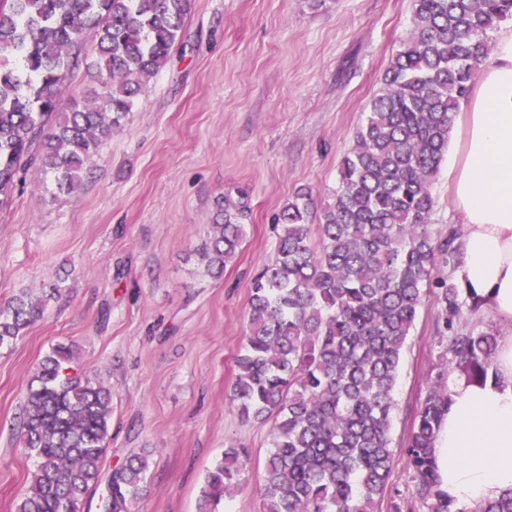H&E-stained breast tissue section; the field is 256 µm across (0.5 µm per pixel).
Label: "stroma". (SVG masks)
<instances>
[{
  "instance_id": "1",
  "label": "stroma",
  "mask_w": 512,
  "mask_h": 512,
  "mask_svg": "<svg viewBox=\"0 0 512 512\" xmlns=\"http://www.w3.org/2000/svg\"><path fill=\"white\" fill-rule=\"evenodd\" d=\"M411 0H192L164 69L68 195L29 175L0 211V309L58 285L43 318L0 346V512L34 469L16 434L26 386L53 347L112 391L103 476L151 453L130 512H197L207 470L246 448L243 488L223 512H260L271 425L229 400L251 282L275 256L272 218L302 188L324 202L392 55ZM244 191V242L222 276L199 253L225 193ZM426 298L392 412L401 451L448 350Z\"/></svg>"
}]
</instances>
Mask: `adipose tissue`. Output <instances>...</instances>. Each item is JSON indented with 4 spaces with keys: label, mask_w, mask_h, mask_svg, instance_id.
I'll list each match as a JSON object with an SVG mask.
<instances>
[{
    "label": "adipose tissue",
    "mask_w": 512,
    "mask_h": 512,
    "mask_svg": "<svg viewBox=\"0 0 512 512\" xmlns=\"http://www.w3.org/2000/svg\"><path fill=\"white\" fill-rule=\"evenodd\" d=\"M458 123L446 160L465 228L455 278L467 301L504 327L494 376L451 381L434 442L440 490L473 507L512 492V32L500 37Z\"/></svg>",
    "instance_id": "obj_1"
}]
</instances>
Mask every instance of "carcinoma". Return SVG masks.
Listing matches in <instances>:
<instances>
[{
    "mask_svg": "<svg viewBox=\"0 0 512 512\" xmlns=\"http://www.w3.org/2000/svg\"><path fill=\"white\" fill-rule=\"evenodd\" d=\"M191 0H0V210L31 169L61 193L82 182L180 39ZM512 22V0H412L411 28L392 56L326 203L299 192L275 217L276 257L253 281L230 399L243 419L272 422L259 483L261 512H380L396 457L390 437L399 367L425 290L449 337L417 409L404 464L423 512H512V494L475 510L437 488L432 444L448 374L486 379L498 336L455 329L474 316L459 288L436 276L460 262L456 233L435 238L432 185L448 155L454 114ZM93 85L60 111L81 66ZM243 196L224 195L203 251L224 273L244 239ZM318 221L319 240L311 236ZM46 309L19 295L0 311V345ZM57 345L30 379L20 439L35 468L16 512H79L101 481L112 393L81 377ZM150 453L112 470L106 512H129L145 491ZM246 452L227 448L208 471L198 512L238 490Z\"/></svg>",
    "mask_w": 512,
    "mask_h": 512,
    "instance_id": "1",
    "label": "carcinoma"
}]
</instances>
